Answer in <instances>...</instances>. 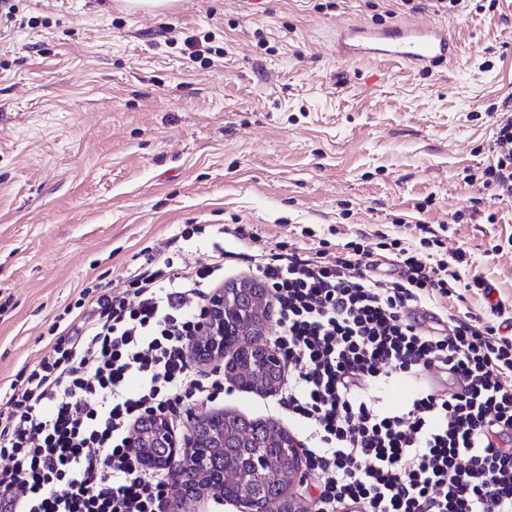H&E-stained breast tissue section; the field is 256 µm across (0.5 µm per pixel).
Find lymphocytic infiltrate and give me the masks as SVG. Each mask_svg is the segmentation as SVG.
Returning a JSON list of instances; mask_svg holds the SVG:
<instances>
[{
  "instance_id": "lymphocytic-infiltrate-1",
  "label": "lymphocytic infiltrate",
  "mask_w": 512,
  "mask_h": 512,
  "mask_svg": "<svg viewBox=\"0 0 512 512\" xmlns=\"http://www.w3.org/2000/svg\"><path fill=\"white\" fill-rule=\"evenodd\" d=\"M493 150L482 185L511 198L512 115ZM420 230L415 246L361 232L333 254L240 255L275 305L271 342L292 370L276 404L301 425L314 512H512V314L439 312L458 283L490 285L462 280ZM384 253L396 275L377 274ZM180 255L167 243L54 322L0 410V512H166L173 484L140 464L132 427L148 411L180 426L224 388L194 369L191 343L230 253L216 240L206 263ZM403 383L400 404L383 401Z\"/></svg>"
}]
</instances>
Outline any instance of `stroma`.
<instances>
[{"instance_id": "obj_1", "label": "stroma", "mask_w": 512, "mask_h": 512, "mask_svg": "<svg viewBox=\"0 0 512 512\" xmlns=\"http://www.w3.org/2000/svg\"><path fill=\"white\" fill-rule=\"evenodd\" d=\"M0 15V388L47 350L85 287L159 242L228 228L255 247L336 251L356 232L447 227L462 280L512 310V198L472 184L512 102V0H8ZM448 26L430 71L336 56L338 28ZM502 252H495V245ZM274 395L213 412L292 432Z\"/></svg>"}]
</instances>
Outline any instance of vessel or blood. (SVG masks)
Returning <instances> with one entry per match:
<instances>
[{
  "label": "vessel or blood",
  "mask_w": 512,
  "mask_h": 512,
  "mask_svg": "<svg viewBox=\"0 0 512 512\" xmlns=\"http://www.w3.org/2000/svg\"><path fill=\"white\" fill-rule=\"evenodd\" d=\"M336 55L345 60L381 59L430 70L455 61L459 48L447 27L436 22L356 23L340 29Z\"/></svg>",
  "instance_id": "b4317fda"
}]
</instances>
